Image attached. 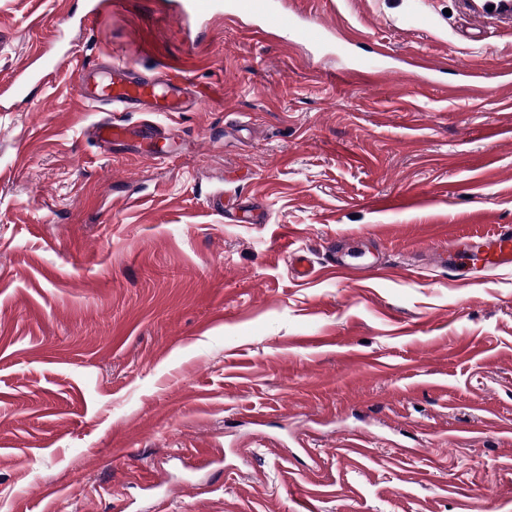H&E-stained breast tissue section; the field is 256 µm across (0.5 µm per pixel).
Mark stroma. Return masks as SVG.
Instances as JSON below:
<instances>
[{
	"instance_id": "obj_1",
	"label": "stroma",
	"mask_w": 512,
	"mask_h": 512,
	"mask_svg": "<svg viewBox=\"0 0 512 512\" xmlns=\"http://www.w3.org/2000/svg\"><path fill=\"white\" fill-rule=\"evenodd\" d=\"M100 2L90 24L86 0H0V512H512V270L422 262L512 224V28L473 34L459 0H279L334 26L315 47ZM53 45L176 63L224 102L127 113L172 131L166 160L104 147L111 107L66 74L6 92ZM379 46L389 74L337 79ZM336 239L379 269L336 273Z\"/></svg>"
}]
</instances>
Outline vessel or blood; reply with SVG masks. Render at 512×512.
Returning a JSON list of instances; mask_svg holds the SVG:
<instances>
[{
	"label": "vessel or blood",
	"instance_id": "obj_1",
	"mask_svg": "<svg viewBox=\"0 0 512 512\" xmlns=\"http://www.w3.org/2000/svg\"><path fill=\"white\" fill-rule=\"evenodd\" d=\"M463 7L481 26L512 24V0H464ZM174 17L182 22L208 21L224 16L233 22H256L262 33H296L315 46L327 43L331 30L311 16L286 12L270 0H178ZM65 56L47 51L36 68L16 71L11 80L16 97L27 101L34 88L65 70ZM68 71V70H65ZM69 73L72 95L83 104L111 105L116 110L142 108L150 112H183L192 105L215 106L222 100L217 90L194 84L178 67H167L161 79L143 81L133 75V67L123 60L99 68L77 66ZM130 131L119 121H99L92 126V137L102 145L127 138ZM432 265L456 272L466 264L482 271L512 269V225L500 224L484 235H456L443 249L432 250Z\"/></svg>",
	"mask_w": 512,
	"mask_h": 512
}]
</instances>
